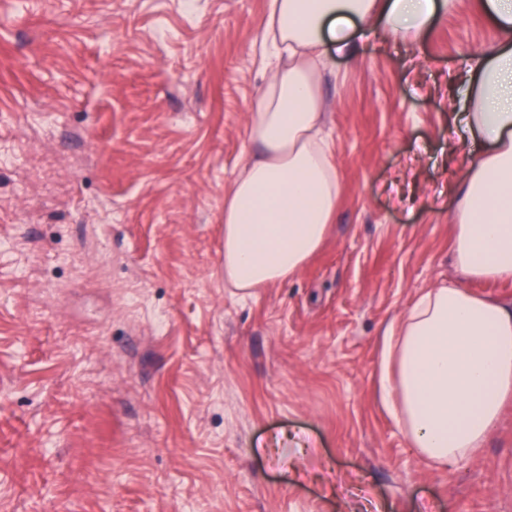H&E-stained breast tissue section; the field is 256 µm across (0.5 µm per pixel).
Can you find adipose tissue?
<instances>
[{"label": "adipose tissue", "instance_id": "ef3b65f1", "mask_svg": "<svg viewBox=\"0 0 512 512\" xmlns=\"http://www.w3.org/2000/svg\"><path fill=\"white\" fill-rule=\"evenodd\" d=\"M457 0H269L274 62L250 114L255 146L224 196V279L247 292L295 276L334 220L340 177L322 135L320 72L359 36L421 40ZM497 41L467 60L453 118L476 155L453 184L455 262L465 278L512 281V0H479ZM380 397L410 447L440 467L481 448L512 400V304L458 283L422 293L383 338Z\"/></svg>", "mask_w": 512, "mask_h": 512}]
</instances>
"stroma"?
<instances>
[{
    "instance_id": "35a3bbf8",
    "label": "stroma",
    "mask_w": 512,
    "mask_h": 512,
    "mask_svg": "<svg viewBox=\"0 0 512 512\" xmlns=\"http://www.w3.org/2000/svg\"><path fill=\"white\" fill-rule=\"evenodd\" d=\"M268 0H0V512H512V404L455 469L376 398L382 336L461 280L451 110L498 34L458 0L320 79L336 218L224 281Z\"/></svg>"
}]
</instances>
